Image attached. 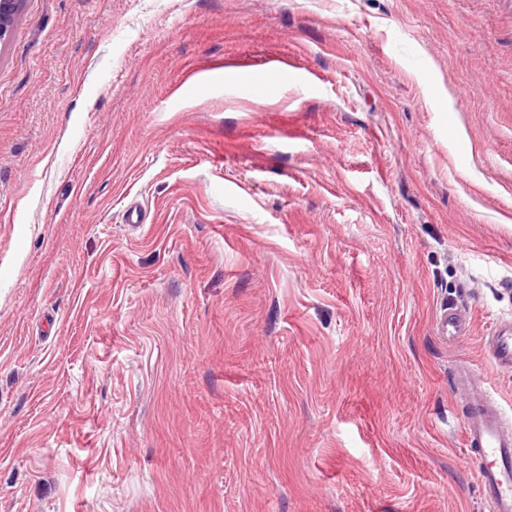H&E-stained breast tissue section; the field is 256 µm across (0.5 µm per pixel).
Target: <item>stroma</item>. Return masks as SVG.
<instances>
[{"instance_id":"stroma-1","label":"stroma","mask_w":512,"mask_h":512,"mask_svg":"<svg viewBox=\"0 0 512 512\" xmlns=\"http://www.w3.org/2000/svg\"><path fill=\"white\" fill-rule=\"evenodd\" d=\"M509 316L512 0H24L0 512H484ZM470 325V317L465 309L448 308L439 322V332L442 336L454 338L462 336ZM488 360L499 373L512 372V320H498L487 337ZM463 402V446L478 462L482 501L488 512H512V416L466 365L454 377Z\"/></svg>"}]
</instances>
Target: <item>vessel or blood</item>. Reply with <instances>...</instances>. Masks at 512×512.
Instances as JSON below:
<instances>
[{
	"mask_svg": "<svg viewBox=\"0 0 512 512\" xmlns=\"http://www.w3.org/2000/svg\"><path fill=\"white\" fill-rule=\"evenodd\" d=\"M470 325L466 310L452 308L439 322L441 335H463ZM495 371L512 372V320L496 321L486 342ZM456 394L463 402V446L478 463L482 500L487 512H512V414L485 387L481 376L464 367L454 377Z\"/></svg>",
	"mask_w": 512,
	"mask_h": 512,
	"instance_id": "b4317fda",
	"label": "vessel or blood"
}]
</instances>
